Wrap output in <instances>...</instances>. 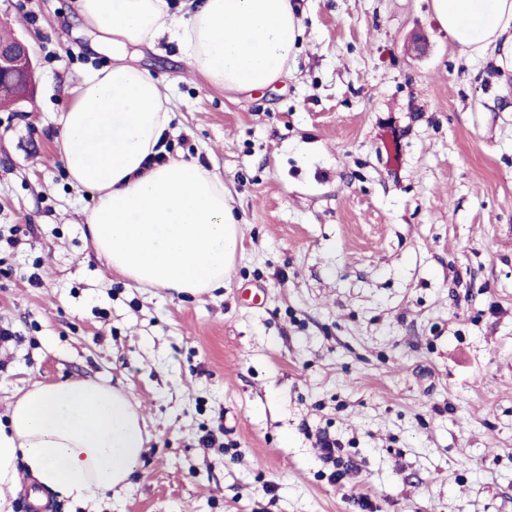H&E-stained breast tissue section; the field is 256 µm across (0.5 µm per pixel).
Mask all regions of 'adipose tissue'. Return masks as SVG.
<instances>
[{"label": "adipose tissue", "instance_id": "adipose-tissue-1", "mask_svg": "<svg viewBox=\"0 0 512 512\" xmlns=\"http://www.w3.org/2000/svg\"><path fill=\"white\" fill-rule=\"evenodd\" d=\"M100 45L177 43L225 91L270 86L285 75L301 32L292 0H204L188 16L168 0H78ZM460 51L501 49L512 61V0H431ZM168 98L148 70L124 61L90 72L60 117L73 185L94 193L85 214L95 252L148 288L199 294L223 287L238 239L216 174L193 160L147 165L169 129ZM146 436L140 406L111 385L34 384L0 423V512H12L21 476L58 499L89 504L127 491Z\"/></svg>", "mask_w": 512, "mask_h": 512}]
</instances>
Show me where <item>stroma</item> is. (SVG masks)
Segmentation results:
<instances>
[{"mask_svg": "<svg viewBox=\"0 0 512 512\" xmlns=\"http://www.w3.org/2000/svg\"><path fill=\"white\" fill-rule=\"evenodd\" d=\"M296 2L262 90L224 91L174 43L121 54L240 223L225 287L176 296L97 256L58 148L72 89L119 54L77 0H0L34 61L0 108V419L36 382L138 402L137 478L97 512H512V72L461 54L430 0Z\"/></svg>", "mask_w": 512, "mask_h": 512, "instance_id": "stroma-1", "label": "stroma"}]
</instances>
